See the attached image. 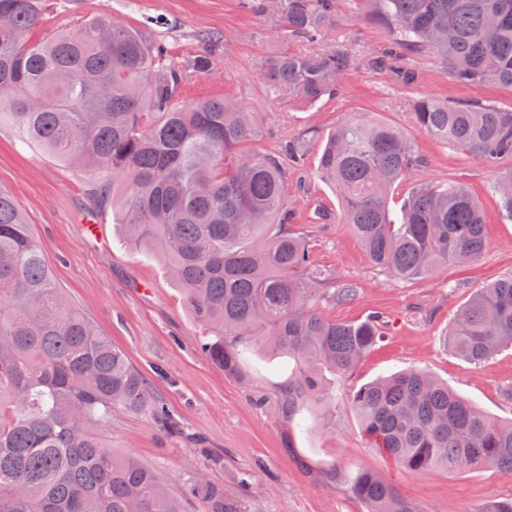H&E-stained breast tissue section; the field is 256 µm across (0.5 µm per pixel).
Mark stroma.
Returning <instances> with one entry per match:
<instances>
[{"instance_id": "35a3bbf8", "label": "stroma", "mask_w": 512, "mask_h": 512, "mask_svg": "<svg viewBox=\"0 0 512 512\" xmlns=\"http://www.w3.org/2000/svg\"><path fill=\"white\" fill-rule=\"evenodd\" d=\"M38 8L41 23L29 33L32 41L101 16L165 41L183 65L211 51V69L189 72L178 105L224 96L238 100L254 114L258 134L248 148L256 154L306 140L302 170L288 174L294 229L311 239L314 268L357 289L353 300L322 301L317 309L340 322L377 315L383 324L382 339L349 377L326 375L335 409L310 405L302 423L278 414L292 361L252 345L243 354L242 377L211 364L199 349L201 328L159 259L130 248L119 213L89 196L91 175L23 144L10 124H1L0 187L31 224L64 295L124 351L149 380L154 399L180 422V432L171 434L156 427L149 412L117 416L107 433L113 447L152 467L181 498L184 512H205L186 493L193 476L243 496L247 512H363L344 481L359 469L380 476L423 512H484L488 504L512 498V476L491 468L409 471L370 447L349 404L350 392L363 384L416 369L447 382L491 419L512 420V349L478 366L453 354L445 341L449 325L479 288L512 275V222L490 192L492 172L471 154L419 130L411 109L422 96L508 109L512 90L457 83L441 58L427 53L409 59L418 75L413 85L361 67L344 75L336 95L308 106L266 83L265 61L290 43L269 37L274 17L250 11L242 0H38ZM334 33L360 54L394 48L396 41L394 30L364 18L357 0H336ZM354 117L398 128L422 158L395 197L416 183L456 180L470 190L486 219V248L476 263L403 281L371 261L349 225L320 220V210H340L333 188L316 175L321 142ZM90 222L98 224L99 237L86 234Z\"/></svg>"}]
</instances>
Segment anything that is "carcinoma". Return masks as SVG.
<instances>
[{
	"label": "carcinoma",
	"mask_w": 512,
	"mask_h": 512,
	"mask_svg": "<svg viewBox=\"0 0 512 512\" xmlns=\"http://www.w3.org/2000/svg\"><path fill=\"white\" fill-rule=\"evenodd\" d=\"M248 3L275 15V37L319 46L265 63L268 83L304 104L335 95L360 67L413 83L405 53L439 55L461 84L512 88V0H359L368 21L397 28L404 50L363 57L329 37L335 0ZM40 21L34 0H0V123L93 173V194L120 210L127 243L156 254L180 287L211 364L242 376L237 339L245 336L296 364L279 412L335 405L324 374H350L381 331L375 318L338 322L316 310L321 299H353L356 288L324 287L310 271L309 238L291 229L288 169L304 156L301 143L287 142L280 155L247 150L257 128L232 98L175 106L187 69H210L207 51L184 67L163 42L108 17L27 41ZM413 115L426 134L498 172L493 192L512 221V168L500 171L512 159V109L419 98ZM421 165L399 129L362 118L329 133L317 168L340 197L339 220L375 265L405 281L474 262L485 249L483 212L458 182L414 185L391 217L394 186ZM447 342L475 365L512 347V277L478 289ZM350 404L371 447L411 471L512 473V422L491 421L427 372L378 379ZM149 405L158 427L178 430L125 353L65 299L31 225L0 188V512H183L156 471L106 439L114 415ZM347 481L365 512H424L371 471ZM188 492L209 512H245L218 485L193 477Z\"/></svg>",
	"instance_id": "cac0c4a2"
}]
</instances>
